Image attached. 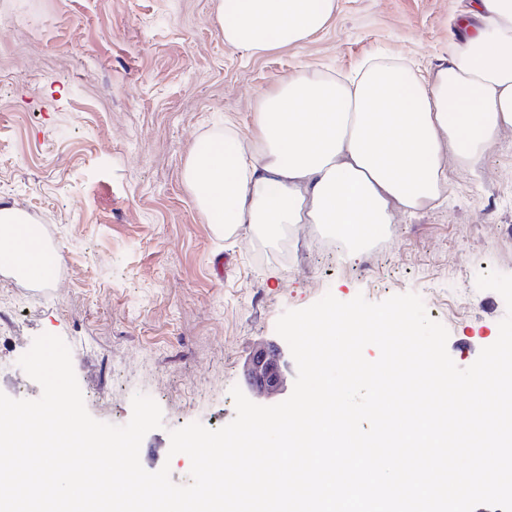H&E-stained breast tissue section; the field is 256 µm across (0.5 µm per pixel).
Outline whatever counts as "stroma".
Returning a JSON list of instances; mask_svg holds the SVG:
<instances>
[{"label":"stroma","mask_w":512,"mask_h":512,"mask_svg":"<svg viewBox=\"0 0 512 512\" xmlns=\"http://www.w3.org/2000/svg\"><path fill=\"white\" fill-rule=\"evenodd\" d=\"M472 6L338 0L308 42L253 55L225 46L214 0H0V207L29 212L59 258L51 290L0 275V392L38 399L18 360L60 336L94 419L126 424L138 393L159 404L141 464L183 485L171 431L230 423L249 356L325 294L417 293L454 363L472 365L506 314L476 277L512 274V131L449 170L447 201L395 217L354 260L321 224L218 232L183 179L198 137L227 121L250 134L258 96L290 74H347L373 54L429 74Z\"/></svg>","instance_id":"1"}]
</instances>
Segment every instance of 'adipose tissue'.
Here are the masks:
<instances>
[{
	"label": "adipose tissue",
	"mask_w": 512,
	"mask_h": 512,
	"mask_svg": "<svg viewBox=\"0 0 512 512\" xmlns=\"http://www.w3.org/2000/svg\"><path fill=\"white\" fill-rule=\"evenodd\" d=\"M337 0H217L226 46L261 54L307 42ZM481 21L430 79L397 57L372 55L354 77L298 72L258 99L254 133L225 123L196 140L183 178L216 228L324 224L358 248L396 215L448 194V171L478 163L512 130V0H475ZM17 215L14 252L30 274L52 267Z\"/></svg>",
	"instance_id": "ef3b65f1"
}]
</instances>
